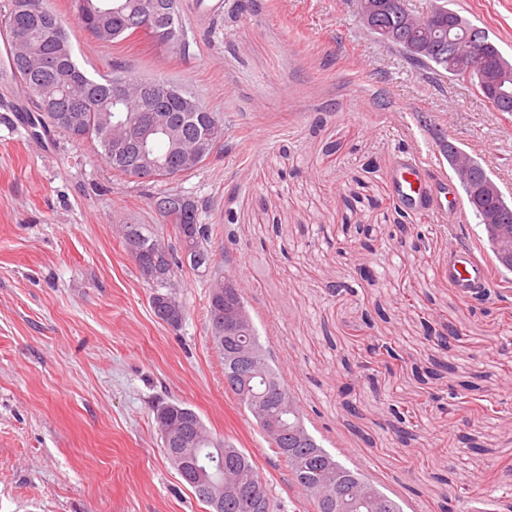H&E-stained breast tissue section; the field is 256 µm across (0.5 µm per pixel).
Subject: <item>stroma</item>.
Instances as JSON below:
<instances>
[{
	"label": "stroma",
	"instance_id": "stroma-1",
	"mask_svg": "<svg viewBox=\"0 0 512 512\" xmlns=\"http://www.w3.org/2000/svg\"><path fill=\"white\" fill-rule=\"evenodd\" d=\"M88 72L127 65L224 117V147L159 181L115 172L97 140L34 137L29 104L0 79V512H208L165 458L153 408L193 409L254 456L275 512H306L251 416L224 388L208 329V279L183 268L184 319L157 320L115 230L178 240L150 199L203 204L213 250L245 282L263 346L318 442L403 512H504L512 485V280L471 307L439 270L448 238L485 248L465 195L456 213H399L397 158L456 181L447 144L512 186V114L432 74L364 27L357 0H181L187 53L144 37L98 42L71 0H49ZM512 60V0H452ZM372 269L364 278V269ZM348 291L331 293V285ZM370 317L363 336L349 329ZM460 330L439 349L426 324ZM392 346L390 360L370 353ZM461 398L449 400V389ZM498 408L477 418L464 399Z\"/></svg>",
	"mask_w": 512,
	"mask_h": 512
}]
</instances>
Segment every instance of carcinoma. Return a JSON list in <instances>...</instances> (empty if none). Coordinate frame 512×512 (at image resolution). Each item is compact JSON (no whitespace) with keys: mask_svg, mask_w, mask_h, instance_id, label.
Wrapping results in <instances>:
<instances>
[{"mask_svg":"<svg viewBox=\"0 0 512 512\" xmlns=\"http://www.w3.org/2000/svg\"><path fill=\"white\" fill-rule=\"evenodd\" d=\"M128 0H72L82 25L102 43H111L120 36L126 38L144 35L164 45L186 47L185 33L180 13L172 12L166 16L153 12L129 14L126 4ZM51 15L58 22V29L46 26L44 17ZM448 26L449 20H454L457 28L466 30L474 24L457 11L449 7V3L431 6L422 16L415 18ZM385 22L398 29L401 39L389 41V46L401 53L410 62L425 67L437 75L453 77L450 62L444 52L433 49L427 55H419L407 45L408 32L402 25V17L391 12L385 17ZM4 24L7 34L16 29L25 31L27 40L19 49L9 48V55L16 53L27 56H39L57 59V66L50 70L42 68L19 66L12 70V77L23 85L28 98L44 92H52L56 97L65 101L81 97L88 102V107L82 112L74 113L85 134L77 138L84 141L95 138L101 147V157L112 169L130 177L144 179L148 173L138 169V159L131 153L124 158L112 154V116L118 105L112 103V74L93 76L76 61L69 36L61 25V19L48 5V0H10ZM504 56L495 42L487 46L486 59L474 61L469 83L477 87L482 74L489 68L499 69ZM133 77L135 82L130 84L123 99V109L128 114L125 135L132 139L137 135L139 121L152 113L154 109L164 108L173 123L180 128V133L186 148H191L202 134V127L197 119V113L182 110L175 85L163 79H144L124 65L113 67ZM34 124L43 130L55 129L74 137L73 129L56 118L54 112H39ZM468 160V176H459L461 187L466 196L469 208L475 217L483 219L482 212L474 205L472 195L474 189L480 186L494 184L485 166L467 152L448 145V163L457 167L458 157ZM154 160L165 167L174 168L181 173H192L196 168L180 166L179 156L166 143L160 141L155 146ZM159 217L174 226L176 235H181L183 226L193 227V234L182 250L183 260L194 271L205 269V275L210 277L208 292V319L210 329L224 324V307L213 301L214 288L224 287V275L221 262L210 248V226L198 223V205L190 197L178 192H165L152 201ZM488 205L497 207L508 219L506 224L484 225L485 240L488 250L498 262L497 269L501 276L512 272V202L503 193H498L488 201ZM122 244H127L129 236L139 240L140 248L149 251L148 245L153 237L143 234L140 224L121 225ZM249 342L246 348L252 359L260 364L267 374L280 383V389L285 394L290 391L285 383L280 368L270 363L269 350L259 341L256 328L248 332ZM237 340L233 337L224 341H215V347L224 360V387L235 397L237 403L254 418L258 429L268 439L280 458L288 464L291 485L297 488L303 497L313 506V512H336V503L328 499L325 492V482L331 476H339L353 487L363 486L370 492V501L378 503V507L362 506L354 512H402L399 502L382 492L359 468L344 464L336 455L320 445L313 434L300 443L290 437H275L265 428L263 417L256 406L246 401L240 390V382L232 375L244 372V366L235 360ZM160 406L169 409L171 420L177 423H190L199 428L202 439L199 444L189 448V453L196 454L201 448L217 449L224 441L215 438L203 420L192 409L180 402H162ZM234 467L251 471L258 481H263L261 473L252 455L244 451L229 459Z\"/></svg>","mask_w":512,"mask_h":512,"instance_id":"1","label":"carcinoma"}]
</instances>
